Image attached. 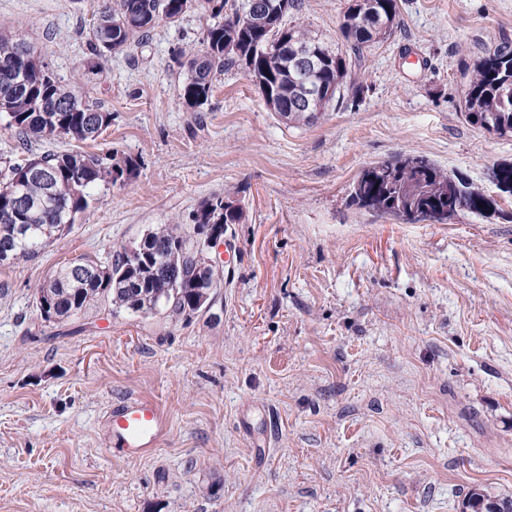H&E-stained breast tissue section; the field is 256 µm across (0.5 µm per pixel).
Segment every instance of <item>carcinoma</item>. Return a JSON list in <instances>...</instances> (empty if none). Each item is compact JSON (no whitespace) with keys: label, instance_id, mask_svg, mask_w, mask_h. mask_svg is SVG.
<instances>
[{"label":"carcinoma","instance_id":"obj_1","mask_svg":"<svg viewBox=\"0 0 512 512\" xmlns=\"http://www.w3.org/2000/svg\"><path fill=\"white\" fill-rule=\"evenodd\" d=\"M301 0H115L97 10L87 31V50L95 66L113 55L135 58L162 22L180 24L197 13L205 19L197 43L173 52L185 78L179 96L194 112L202 111L214 82L238 68L258 88L266 106L282 120L310 125L361 92L359 62L363 49L391 38L398 28V0H348L339 33L346 49L333 48L308 28L288 24ZM22 42L0 34V121L14 132L24 158H7L0 171V265L37 257L70 229L76 217L99 200L100 188L123 185L136 176V156L111 162L83 151L30 152L36 140L69 138L94 141L112 125V113L90 102L81 83L68 84L53 70L45 53L21 56ZM317 52V65L303 70L294 49ZM467 122L499 136H512V44L503 43L464 64ZM321 88L320 111L301 103L309 84ZM499 190L512 193V167L493 172ZM350 202L359 208L397 215L396 206L415 221L448 220V211L482 213L489 201L460 179L421 156L375 162L352 184ZM242 207L211 194L170 224H156L142 238L121 245L109 260L76 258L56 267L36 291L57 320L81 314L104 302L112 309L147 315L161 310L190 322L206 311L223 274L208 265L207 239L242 220Z\"/></svg>","mask_w":512,"mask_h":512}]
</instances>
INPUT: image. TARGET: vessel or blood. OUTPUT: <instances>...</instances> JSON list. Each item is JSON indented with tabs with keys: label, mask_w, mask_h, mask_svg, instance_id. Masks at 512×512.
Masks as SVG:
<instances>
[{
	"label": "vessel or blood",
	"mask_w": 512,
	"mask_h": 512,
	"mask_svg": "<svg viewBox=\"0 0 512 512\" xmlns=\"http://www.w3.org/2000/svg\"><path fill=\"white\" fill-rule=\"evenodd\" d=\"M112 443L130 460L143 458L168 435L169 420L158 402L129 398L112 409Z\"/></svg>",
	"instance_id": "b4317fda"
}]
</instances>
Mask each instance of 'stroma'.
<instances>
[{
  "label": "stroma",
  "mask_w": 512,
  "mask_h": 512,
  "mask_svg": "<svg viewBox=\"0 0 512 512\" xmlns=\"http://www.w3.org/2000/svg\"><path fill=\"white\" fill-rule=\"evenodd\" d=\"M102 0H0V31L49 50L63 79L87 58ZM348 0H302L292 24L332 40ZM367 49L359 106L285 123L230 70L202 111L178 97L175 48L197 16L160 25L136 61L84 90L113 116L95 141L34 153L131 154L136 177L29 261L0 266V512H463L512 500V195L493 181L512 137L464 117L462 59L512 43V0H399ZM426 157L490 199L448 223L358 208L371 163ZM225 194L233 269L191 323L93 306L46 321L47 274ZM157 400L165 441L130 461L107 417Z\"/></svg>",
  "instance_id": "obj_1"
}]
</instances>
